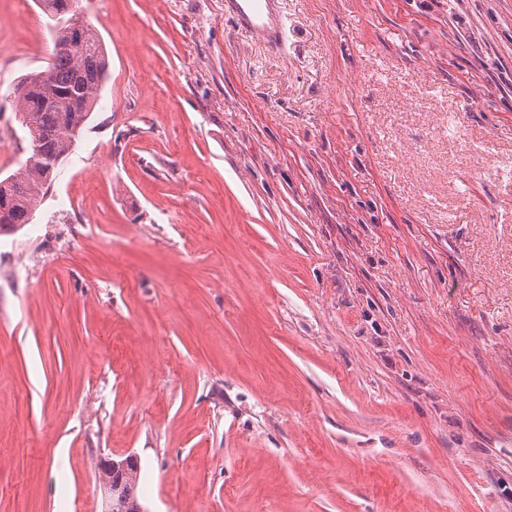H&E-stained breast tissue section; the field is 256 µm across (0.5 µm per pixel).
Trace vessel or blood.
<instances>
[{"instance_id":"b4317fda","label":"vessel or blood","mask_w":512,"mask_h":512,"mask_svg":"<svg viewBox=\"0 0 512 512\" xmlns=\"http://www.w3.org/2000/svg\"><path fill=\"white\" fill-rule=\"evenodd\" d=\"M224 16L237 30L264 45L276 46L281 39L280 0H224Z\"/></svg>"}]
</instances>
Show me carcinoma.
Masks as SVG:
<instances>
[{"label": "carcinoma", "instance_id": "1", "mask_svg": "<svg viewBox=\"0 0 512 512\" xmlns=\"http://www.w3.org/2000/svg\"><path fill=\"white\" fill-rule=\"evenodd\" d=\"M56 30L48 66L22 77L14 87L19 122L27 129L31 153L19 172L0 177V234L30 220L89 122L109 60L94 27L74 18L69 0H39ZM101 484L112 488L108 512H130L140 503L137 467L104 469Z\"/></svg>", "mask_w": 512, "mask_h": 512}]
</instances>
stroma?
Returning <instances> with one entry per match:
<instances>
[{
	"mask_svg": "<svg viewBox=\"0 0 512 512\" xmlns=\"http://www.w3.org/2000/svg\"><path fill=\"white\" fill-rule=\"evenodd\" d=\"M110 61L0 236V512H512V0H76ZM55 36L0 0L12 89ZM224 18L264 45L276 46L281 39L280 0H224ZM127 460H112L109 466L117 469L102 470L101 484L109 485L112 493L108 499V512H133L130 509L135 504H140L139 474L137 466L126 467ZM121 467V468H119Z\"/></svg>",
	"mask_w": 512,
	"mask_h": 512,
	"instance_id": "35a3bbf8",
	"label": "stroma"
}]
</instances>
